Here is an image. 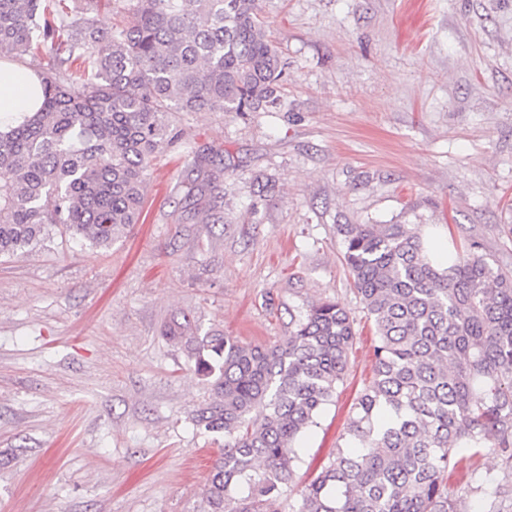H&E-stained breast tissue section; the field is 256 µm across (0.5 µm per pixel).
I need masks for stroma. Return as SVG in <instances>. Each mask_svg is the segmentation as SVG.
<instances>
[{"label": "stroma", "mask_w": 512, "mask_h": 512, "mask_svg": "<svg viewBox=\"0 0 512 512\" xmlns=\"http://www.w3.org/2000/svg\"><path fill=\"white\" fill-rule=\"evenodd\" d=\"M99 28L127 25L135 0H76ZM288 69L280 104L179 112L174 148L147 176L138 223L101 249L54 233L0 257V512H208L217 455L192 422L209 398L165 335L191 318L272 346L308 306L333 300L356 332L348 369L282 512L343 443L373 377V323L354 289L341 224H415L432 246L478 243L512 272V0H258ZM221 154V208L186 201L195 156ZM448 490L463 512L471 470Z\"/></svg>", "instance_id": "obj_1"}]
</instances>
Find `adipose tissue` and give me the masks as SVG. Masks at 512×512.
Segmentation results:
<instances>
[{"label": "adipose tissue", "mask_w": 512, "mask_h": 512, "mask_svg": "<svg viewBox=\"0 0 512 512\" xmlns=\"http://www.w3.org/2000/svg\"><path fill=\"white\" fill-rule=\"evenodd\" d=\"M36 70L22 63L0 62V118L33 115L41 101Z\"/></svg>", "instance_id": "obj_1"}]
</instances>
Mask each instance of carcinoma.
Segmentation results:
<instances>
[{"label": "carcinoma", "mask_w": 512, "mask_h": 512, "mask_svg": "<svg viewBox=\"0 0 512 512\" xmlns=\"http://www.w3.org/2000/svg\"><path fill=\"white\" fill-rule=\"evenodd\" d=\"M41 47L40 111L0 131V256L60 224L106 248L139 221L151 161L178 135L173 112H257L279 105L286 71L258 0H136L132 21L101 31L66 0H0V61ZM83 65L84 79L69 75ZM224 177L196 157L186 197L211 210ZM344 262L377 340L374 377L295 512H461L448 470L464 449L512 472V277L479 245L430 256L411 224H339ZM168 336L187 345L211 386L194 425L224 437L203 495L209 512H279L301 461V439L344 381L355 330L334 301L309 306L296 330L264 348L189 319ZM502 512L512 484L472 470Z\"/></svg>", "instance_id": "carcinoma-1"}]
</instances>
